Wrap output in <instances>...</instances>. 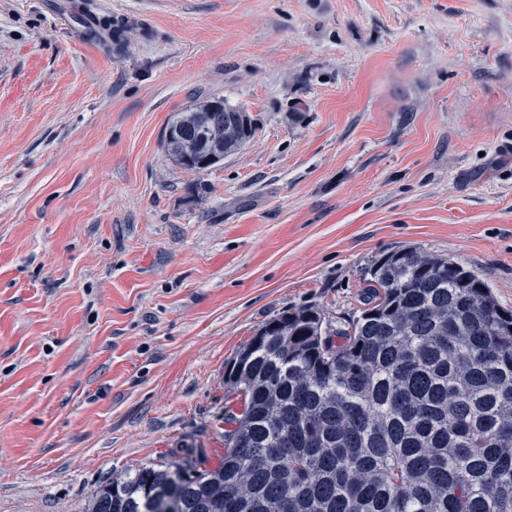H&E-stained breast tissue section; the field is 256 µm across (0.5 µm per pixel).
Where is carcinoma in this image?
Returning <instances> with one entry per match:
<instances>
[{"instance_id": "cac0c4a2", "label": "carcinoma", "mask_w": 512, "mask_h": 512, "mask_svg": "<svg viewBox=\"0 0 512 512\" xmlns=\"http://www.w3.org/2000/svg\"><path fill=\"white\" fill-rule=\"evenodd\" d=\"M222 107L224 124L205 126ZM217 99L170 125L189 137L252 134ZM364 306L333 345L322 311L290 308L257 332L226 383L241 396L211 469L139 466L97 487L83 512H512V310L479 275L416 246L376 260Z\"/></svg>"}]
</instances>
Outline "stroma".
Returning <instances> with one entry per match:
<instances>
[{"label":"stroma","mask_w":512,"mask_h":512,"mask_svg":"<svg viewBox=\"0 0 512 512\" xmlns=\"http://www.w3.org/2000/svg\"><path fill=\"white\" fill-rule=\"evenodd\" d=\"M216 98L253 133L162 146ZM414 245L512 309V0H0V512L218 464L284 310L334 344ZM218 106H221L224 109V112H221V115L224 116V125H220L217 129L211 126L204 128L203 126L207 115L211 110ZM244 120L247 121V125L244 124ZM168 129H171V133L169 135H165ZM175 129L179 131V134L175 132ZM166 131L164 134L163 146L168 155L182 167L205 171L222 161L224 159V155L231 154L243 146L252 134V123L246 112H243V110L237 107L224 104L223 99H217L206 101L203 104L196 105L189 109L174 120L167 127ZM227 131L233 132V135L230 138L225 137L223 142L210 141L206 143L205 146L204 143L196 142L194 145H190L187 151L194 152L204 146L205 149L209 151L207 155L208 162H213V160H216L223 154L222 159L205 166H199L195 163L192 165L183 161L186 156V143L190 136L195 137L197 140L201 139L203 136L210 139H223V135L224 133H227Z\"/></svg>","instance_id":"stroma-1"}]
</instances>
